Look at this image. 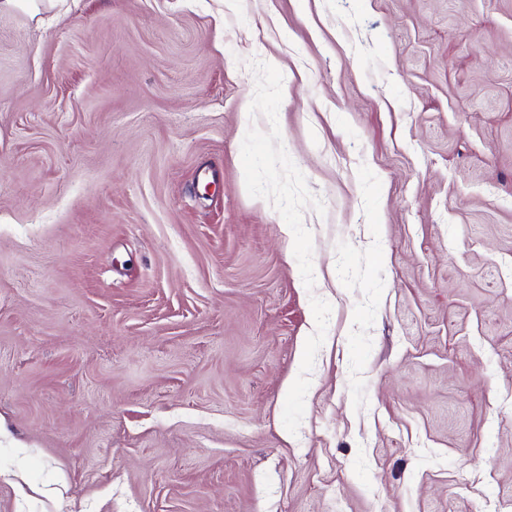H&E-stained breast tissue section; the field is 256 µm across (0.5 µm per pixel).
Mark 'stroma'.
Returning <instances> with one entry per match:
<instances>
[{
  "label": "stroma",
  "instance_id": "35a3bbf8",
  "mask_svg": "<svg viewBox=\"0 0 512 512\" xmlns=\"http://www.w3.org/2000/svg\"><path fill=\"white\" fill-rule=\"evenodd\" d=\"M0 512H512V0L1 11Z\"/></svg>",
  "mask_w": 512,
  "mask_h": 512
}]
</instances>
